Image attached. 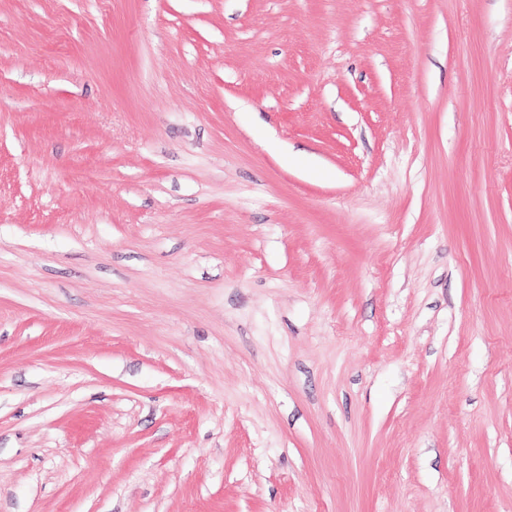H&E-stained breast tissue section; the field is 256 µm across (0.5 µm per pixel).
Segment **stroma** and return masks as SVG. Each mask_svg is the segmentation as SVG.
Instances as JSON below:
<instances>
[{"label":"stroma","instance_id":"obj_1","mask_svg":"<svg viewBox=\"0 0 512 512\" xmlns=\"http://www.w3.org/2000/svg\"><path fill=\"white\" fill-rule=\"evenodd\" d=\"M0 512H512V0H0Z\"/></svg>","mask_w":512,"mask_h":512}]
</instances>
